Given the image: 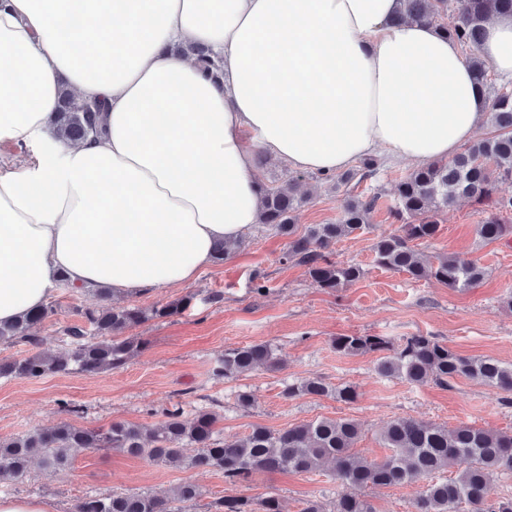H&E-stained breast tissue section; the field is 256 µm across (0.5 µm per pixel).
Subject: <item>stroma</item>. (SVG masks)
<instances>
[{
  "instance_id": "obj_1",
  "label": "stroma",
  "mask_w": 512,
  "mask_h": 512,
  "mask_svg": "<svg viewBox=\"0 0 512 512\" xmlns=\"http://www.w3.org/2000/svg\"><path fill=\"white\" fill-rule=\"evenodd\" d=\"M301 191L309 196L296 213L302 230L335 221L349 193L348 187L337 186L335 176L312 174L305 175ZM481 219L476 204L459 200L441 214L438 235L416 244L431 261L456 254L487 267L482 284L462 290L374 266V243L399 228L384 208L372 214L367 230L332 246L330 258L336 264H357L366 271L333 292L317 288L303 267L284 262L287 238L255 225L224 263L213 264L191 284L121 296L122 304L145 308L192 299L181 315L137 327L136 335L145 337L148 346L123 368L95 377L70 373L0 380V440L62 421L88 429L115 421L152 427L175 408L187 419L202 408L215 411L221 440L243 437L256 425L277 431L321 418H350L361 425L359 447L372 459L385 454L377 440L380 425L396 418L512 432V406L503 404L495 390L466 380L444 388L387 378L375 369L376 354L345 357L331 345L333 337L353 333L395 343L424 334L464 355L512 363V309L506 305L512 295V236L480 239L475 226ZM258 274L264 284H256ZM212 293L221 294V302L209 301ZM53 301L56 314L34 329L40 350L47 352L65 348L63 329L76 323L74 308L94 306L99 296L91 289L61 288ZM251 343L276 348L282 368H261L234 379L213 376L214 361L225 348ZM311 377L352 385L359 397L351 404L329 397H285L289 383ZM242 393L250 395L249 407L239 405ZM185 481L197 484L201 496L184 512H207L208 503L218 497L267 492L278 495L283 512H301L307 501L329 506L349 492L324 470L260 471L250 483L234 485L214 470L156 465L100 448L78 454L68 470L56 475L32 466L23 482L1 486L0 496L48 498L55 512H74L78 500L89 494L164 496Z\"/></svg>"
}]
</instances>
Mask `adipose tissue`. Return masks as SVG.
<instances>
[{"label":"adipose tissue","mask_w":512,"mask_h":512,"mask_svg":"<svg viewBox=\"0 0 512 512\" xmlns=\"http://www.w3.org/2000/svg\"><path fill=\"white\" fill-rule=\"evenodd\" d=\"M402 0H0V324L60 276L113 293L175 288L260 217L253 147L325 176L376 152L447 160L487 126L456 41ZM208 47V76L187 46ZM481 55L512 79V16ZM102 102L99 137L52 133L61 89ZM37 151L31 146H18L13 143H0V166L2 169H18L36 161Z\"/></svg>","instance_id":"1"}]
</instances>
